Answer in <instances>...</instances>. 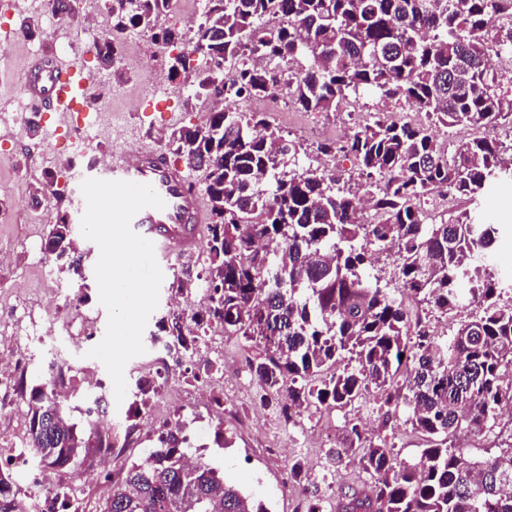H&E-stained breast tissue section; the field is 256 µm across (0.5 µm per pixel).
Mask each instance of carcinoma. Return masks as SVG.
I'll use <instances>...</instances> for the list:
<instances>
[{"label": "carcinoma", "mask_w": 512, "mask_h": 512, "mask_svg": "<svg viewBox=\"0 0 512 512\" xmlns=\"http://www.w3.org/2000/svg\"><path fill=\"white\" fill-rule=\"evenodd\" d=\"M47 10L79 30L77 0H46ZM107 28L94 41L99 66L115 83L128 36L154 49L179 50L170 78L212 103L205 121L173 128L165 149L200 172L212 214L204 259L181 265L173 287L208 299L191 320L167 311L151 341L181 365L199 339L220 329L260 348L249 370L261 402L294 425L301 412L345 410L370 396L390 416L402 403L428 447L411 461L347 422L348 443L332 449L369 477L338 501L339 512H512V429L497 451L475 458L454 444L458 431H494L512 408V284L492 274L499 225L465 211L450 222L423 215L419 202L446 191L473 201L512 179V79L488 66L484 36L512 49V0H205L194 30L172 22L170 0H105ZM283 89L304 112H336L351 96L373 95L425 113L429 126L381 118L346 139L317 144L318 156H353L358 177L308 165L300 141L268 134L264 112H233L223 100L248 101ZM483 128L453 156L432 128ZM51 172L32 185L40 208ZM379 215L363 222V204ZM395 251L403 291L427 305L411 318L370 275L380 251ZM48 259L70 282H83L85 252L75 225L57 214L46 236ZM479 314H462V284ZM451 318L448 340L431 314ZM49 379L28 398L27 453L44 470L71 468L90 441L69 423ZM162 373L135 380L137 409L158 394ZM177 422L166 425L140 464L99 512H266L224 481L204 458L188 465ZM12 461H0V512H16L6 491Z\"/></svg>", "instance_id": "carcinoma-1"}]
</instances>
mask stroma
<instances>
[{"label": "stroma", "instance_id": "obj_1", "mask_svg": "<svg viewBox=\"0 0 512 512\" xmlns=\"http://www.w3.org/2000/svg\"><path fill=\"white\" fill-rule=\"evenodd\" d=\"M25 16L38 22L41 35L30 40L17 37L7 43L9 60L0 63V113L28 107L22 84L28 67L36 58L49 53L58 64H66L70 56L64 52V45L72 41L89 43L101 33L97 26H88L81 31L69 26L46 11L45 0H35L27 14L4 15L0 18V27L16 30ZM122 65L126 79L111 89L109 96L127 146L156 144L158 131L196 124L204 119L205 102H198L192 111L184 107L186 92L182 80L168 79L163 57L152 56L146 36L138 35L127 40ZM365 103V112L351 116L341 112L316 117L297 110H273L269 113V121L273 130L281 135L299 139L312 147L324 140L342 139L355 124L369 121L372 113L383 109L378 98L368 97ZM8 146V158L0 159V254H10L12 262L7 267H0V339L15 337L26 349L29 370L21 378L24 386L42 382L44 369L51 361L75 370L90 365L100 377H107L104 364L87 356L94 346L93 340L80 338L72 342H55L41 335L29 322L12 319L17 311L34 314L45 322L71 319L72 309L64 307L58 298L59 292L66 290L81 297L83 311L95 322L96 338H101L106 333L108 312L99 302L93 242L85 238L79 241L87 253L85 283L63 282L54 266L46 263L44 253L47 223L54 219L56 210L48 208L39 216L29 201L32 184L41 179L45 171H62L70 159L69 153L63 147L48 145L42 131L34 137L10 135ZM224 397L230 407L252 420L253 436L272 431L290 455L299 456L307 466L321 469L319 476L306 484L303 491L284 489L278 464L252 453L253 436L242 435L231 423L205 406L186 414L184 420L188 429L200 434L204 442L202 456L220 468L227 481L261 501L268 512H295L306 493L313 490L320 498L332 502L338 494L365 485V473L352 466H330L326 457L322 433L335 431L337 442H344L347 432L343 411L311 410L305 412L298 427H284L273 409L260 405L255 381L249 375L240 385L225 388ZM133 401L130 394L120 402L109 400L107 413L102 417L103 422L116 423L112 436L116 443L125 444L124 460L129 465L142 462L154 446L150 440L130 445L125 442L123 422ZM411 413V407L405 404L388 419L374 405L361 407L358 411L373 434L386 436L394 455L404 460L417 458L426 446L423 437L413 431L408 421ZM95 455V449H87L70 470L49 476L50 482L63 478L77 486L84 512H98L99 505L112 492L111 479L91 467Z\"/></svg>", "mask_w": 512, "mask_h": 512}]
</instances>
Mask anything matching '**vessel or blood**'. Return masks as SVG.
I'll return each instance as SVG.
<instances>
[{
  "label": "vessel or blood",
  "mask_w": 512,
  "mask_h": 512,
  "mask_svg": "<svg viewBox=\"0 0 512 512\" xmlns=\"http://www.w3.org/2000/svg\"><path fill=\"white\" fill-rule=\"evenodd\" d=\"M89 79L82 69L59 67L42 58L26 71L23 91L27 99L44 105L63 104L85 90ZM121 180L151 185L165 203L164 208L148 207L132 219L134 232L154 245L158 264L176 272L177 260L193 255L211 214L196 188L192 187L185 167L169 162L149 146L113 150L111 162L90 157L85 165L74 168L75 183L85 179Z\"/></svg>",
  "instance_id": "obj_1"
}]
</instances>
